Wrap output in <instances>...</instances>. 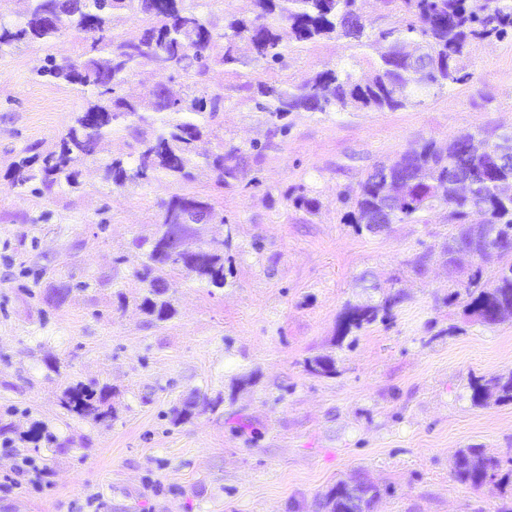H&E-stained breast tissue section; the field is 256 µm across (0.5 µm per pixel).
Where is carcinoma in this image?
I'll use <instances>...</instances> for the list:
<instances>
[{
    "instance_id": "cac0c4a2",
    "label": "carcinoma",
    "mask_w": 512,
    "mask_h": 512,
    "mask_svg": "<svg viewBox=\"0 0 512 512\" xmlns=\"http://www.w3.org/2000/svg\"><path fill=\"white\" fill-rule=\"evenodd\" d=\"M14 20H0V57L26 43L52 46L64 32L79 35L82 50L61 64L49 61L46 76L86 95L73 113L65 134L49 150L26 157L9 172L15 188L34 183L42 190L78 184L81 167L99 145L121 132L135 146L125 158L102 166V179L115 189L164 179L184 183L194 170L207 167L222 188L242 181L262 159L264 145L244 146L224 137L210 152L198 143L221 127L225 97L207 91L200 80L216 69L245 79L240 90L262 114L267 137L288 132L295 112H395L421 105L424 98L472 79L465 60L479 43L512 37V0H384L402 20L373 28L363 13L366 0H244L245 8L224 14L217 27L197 0H24ZM144 15L151 24L114 34L122 14ZM343 40L355 50L349 61L322 69L299 82L255 77L308 45ZM149 62L184 81L185 96L174 97L162 87L146 92L128 90L130 78ZM512 136L491 142L480 132L460 133L439 145L425 141L398 152L372 168L352 195L349 223L369 233L380 224L426 223L425 215L447 212L451 233L438 253L424 251L411 262L421 276L432 259L448 268L459 290L446 303L463 300L469 320L491 327L512 320ZM214 215V206L199 196L174 195L162 207L155 230L135 239L142 250L134 273L144 284L139 307L157 321L174 315L167 278L176 272L208 287L226 284L225 255L233 243L232 228L224 238L202 242L190 211ZM180 225L189 247L173 250L174 225ZM499 226L500 239L489 240L482 225ZM497 266L492 280L483 281L486 267ZM392 279L389 291L374 301L347 302L333 345L341 346L355 333L392 318L406 293ZM312 376L336 374V361L319 354L304 362ZM471 400L485 406L490 399L512 402V372L470 385ZM65 414L95 422L114 418L112 387L72 382L62 392ZM452 475L476 489L500 487L512 478V458L489 456L478 446L460 449ZM380 496L378 486L358 478L338 482L324 496V512H370Z\"/></svg>"
}]
</instances>
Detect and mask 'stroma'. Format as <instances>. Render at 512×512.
<instances>
[{
    "instance_id": "obj_1",
    "label": "stroma",
    "mask_w": 512,
    "mask_h": 512,
    "mask_svg": "<svg viewBox=\"0 0 512 512\" xmlns=\"http://www.w3.org/2000/svg\"><path fill=\"white\" fill-rule=\"evenodd\" d=\"M78 48L67 33L0 60V425L49 472L0 492V512H323L324 495L358 477L383 490L372 512H496L498 490L459 483L451 466L471 445L512 456V402L475 406L468 387L512 371V321L473 324L461 304H445L455 286L441 265L422 279L409 272L417 253L449 234L445 211L374 235L348 223L341 197L417 142L512 127V39L477 45L472 80L418 107L296 112L287 137L271 140L238 78L210 72L205 85L227 98L225 137L267 144L251 169L256 188L216 187L200 168L179 185L116 190L90 163L77 188L17 195L9 170L51 148L84 104L40 74L46 57L60 62ZM349 55L344 41H324L268 75L298 81ZM298 185L318 200L315 212L285 199ZM185 193L209 198L219 217L200 226L202 240L234 229L227 283L171 275L175 313L155 322L138 307L131 242L151 235L161 205ZM366 272L382 283L399 277L408 298L352 347L332 346L345 304L365 296ZM59 279L71 292L47 298ZM323 353L335 375H309L305 359ZM91 380L111 386L114 420L62 415L65 385ZM189 399L193 416L173 424V408ZM39 423L72 451L48 461L45 443L24 439Z\"/></svg>"
}]
</instances>
